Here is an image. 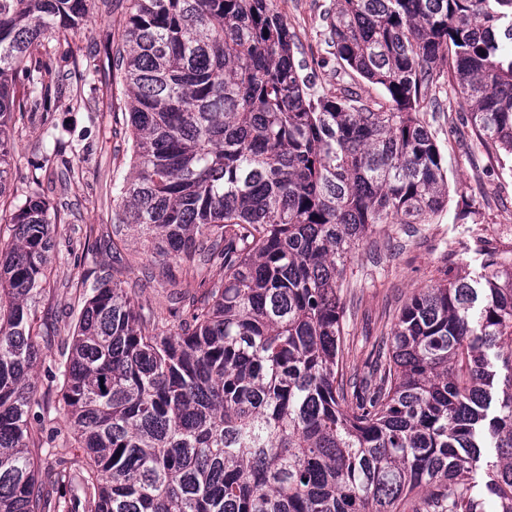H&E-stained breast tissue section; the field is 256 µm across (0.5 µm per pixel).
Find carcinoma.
Returning <instances> with one entry per match:
<instances>
[{
	"mask_svg": "<svg viewBox=\"0 0 512 512\" xmlns=\"http://www.w3.org/2000/svg\"><path fill=\"white\" fill-rule=\"evenodd\" d=\"M94 7L0 0V199L12 123L53 104L33 50ZM323 21L334 91L274 0H130L106 55L133 148L112 223L151 244L161 286L186 262L202 292H172L184 318L140 306L119 269L84 279L58 381L85 454L46 487L53 440L31 448L29 416L59 217L32 175L0 241V512H512L511 261L489 251L413 292L366 372L340 346L352 252L448 203L425 119L443 63L512 178V0H334Z\"/></svg>",
	"mask_w": 512,
	"mask_h": 512,
	"instance_id": "1",
	"label": "carcinoma"
}]
</instances>
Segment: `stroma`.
I'll return each mask as SVG.
<instances>
[{
    "mask_svg": "<svg viewBox=\"0 0 512 512\" xmlns=\"http://www.w3.org/2000/svg\"><path fill=\"white\" fill-rule=\"evenodd\" d=\"M332 0H274L307 60L317 70V83L336 87V61L328 52L322 35V15ZM130 0H109L108 8L93 13L84 33L70 42L69 54H62L55 38L43 42L53 61L51 80L60 97L48 117L16 121L11 137V195L24 197L37 162L47 161L42 172L43 189L61 222L52 254L50 277L36 304L38 317H51L58 340L70 343L72 318L66 304H78L86 272L111 268L121 257L125 277L135 288L143 308L164 309L166 292L146 273L157 261L136 231L125 229L119 255L99 247L100 239L112 234L115 209L112 188L128 172L129 131L124 115V88L118 71L108 66L104 55L106 40H119ZM97 65L98 72L85 97L88 107L73 100L78 84L75 66ZM439 112L426 119L447 161L448 204L430 223L419 225L416 236L402 235L399 225L385 224L367 239L348 261L342 297L344 357L349 366L363 369L378 337L390 335L399 308L415 290L448 275L461 264H477L482 251H497L512 260V182L501 177L494 158L476 141L467 113L451 85H443ZM63 131L64 142L47 137L48 124ZM88 139L89 160L82 177H69L63 167L70 159L68 140ZM469 200L476 212L474 228H467L457 214L462 200ZM57 350H50L35 368L37 395L45 406L40 419L29 428L34 441L54 439L59 452L70 457L78 451L71 434L60 385L56 378Z\"/></svg>",
    "mask_w": 512,
    "mask_h": 512,
    "instance_id": "stroma-1",
    "label": "stroma"
}]
</instances>
